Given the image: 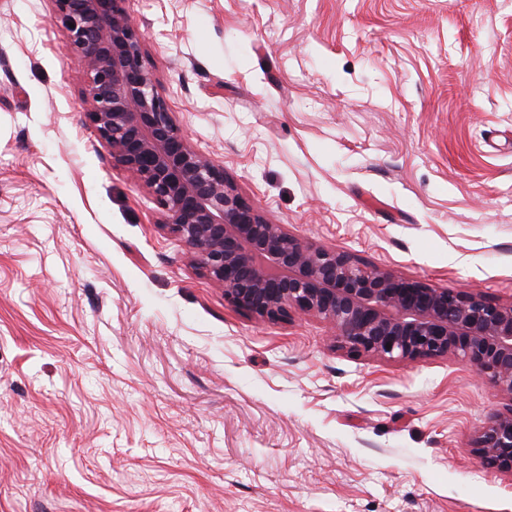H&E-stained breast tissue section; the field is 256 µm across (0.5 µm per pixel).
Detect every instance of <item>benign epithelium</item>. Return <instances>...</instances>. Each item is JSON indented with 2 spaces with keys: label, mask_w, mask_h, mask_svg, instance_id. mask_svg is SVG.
<instances>
[{
  "label": "benign epithelium",
  "mask_w": 512,
  "mask_h": 512,
  "mask_svg": "<svg viewBox=\"0 0 512 512\" xmlns=\"http://www.w3.org/2000/svg\"><path fill=\"white\" fill-rule=\"evenodd\" d=\"M69 60L87 76L85 116L115 166L136 177L187 263L261 321L311 315L338 347L386 361L453 357L507 400L475 452L512 475V300L449 289L310 243L270 220L224 166L187 141L143 60L125 0H52Z\"/></svg>",
  "instance_id": "benign-epithelium-1"
}]
</instances>
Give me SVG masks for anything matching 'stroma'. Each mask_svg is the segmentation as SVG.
Returning <instances> with one entry per match:
<instances>
[{
    "mask_svg": "<svg viewBox=\"0 0 512 512\" xmlns=\"http://www.w3.org/2000/svg\"><path fill=\"white\" fill-rule=\"evenodd\" d=\"M194 149L308 241L512 298V0H125ZM0 0V512H512L455 358L335 348L190 268Z\"/></svg>",
    "mask_w": 512,
    "mask_h": 512,
    "instance_id": "obj_1",
    "label": "stroma"
}]
</instances>
